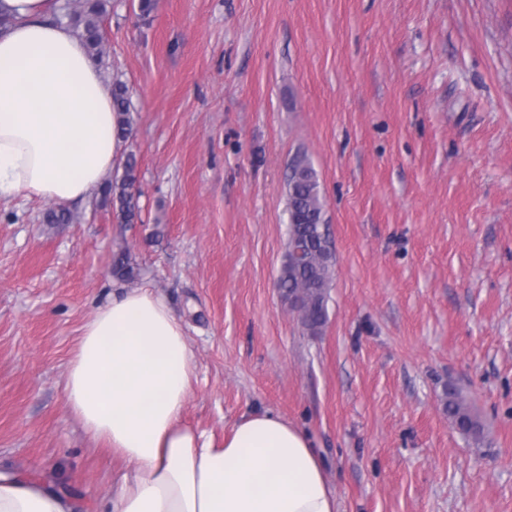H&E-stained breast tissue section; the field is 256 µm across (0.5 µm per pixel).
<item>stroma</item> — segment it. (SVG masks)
Returning a JSON list of instances; mask_svg holds the SVG:
<instances>
[{"label": "stroma", "instance_id": "stroma-1", "mask_svg": "<svg viewBox=\"0 0 512 512\" xmlns=\"http://www.w3.org/2000/svg\"><path fill=\"white\" fill-rule=\"evenodd\" d=\"M137 4L106 0L100 68L136 108L137 223L0 199V467L111 498L124 464L64 383L124 251L182 321L199 431L302 427L338 512H512V0ZM298 152L335 258L315 336L278 287ZM448 419L451 424L466 437L479 441L483 435V426L475 415L466 397L460 391L448 392V401L446 403Z\"/></svg>", "mask_w": 512, "mask_h": 512}]
</instances>
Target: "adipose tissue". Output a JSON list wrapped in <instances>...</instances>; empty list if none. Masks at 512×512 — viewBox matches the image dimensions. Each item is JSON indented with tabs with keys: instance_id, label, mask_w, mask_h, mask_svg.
I'll list each match as a JSON object with an SVG mask.
<instances>
[{
	"instance_id": "ef3b65f1",
	"label": "adipose tissue",
	"mask_w": 512,
	"mask_h": 512,
	"mask_svg": "<svg viewBox=\"0 0 512 512\" xmlns=\"http://www.w3.org/2000/svg\"><path fill=\"white\" fill-rule=\"evenodd\" d=\"M59 0H0V198L68 205L117 162L112 94ZM195 365L180 320L147 288L87 321L66 373L69 406L127 470L111 512H338L306 433L270 413L215 443L188 424ZM52 484L0 472V512H72Z\"/></svg>"
}]
</instances>
